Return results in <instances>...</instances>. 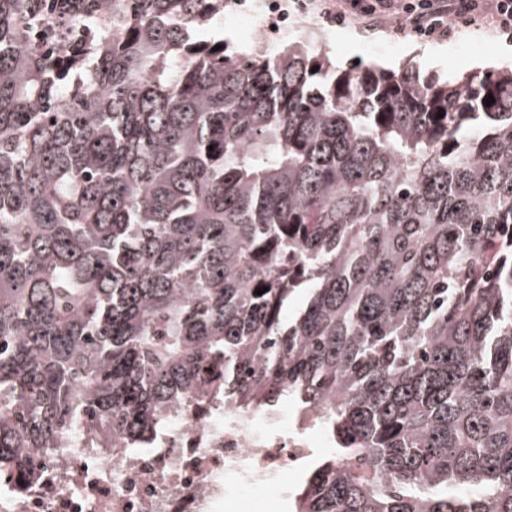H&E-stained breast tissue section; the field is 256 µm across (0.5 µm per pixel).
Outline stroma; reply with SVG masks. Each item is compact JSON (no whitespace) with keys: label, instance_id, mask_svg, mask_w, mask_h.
<instances>
[{"label":"stroma","instance_id":"stroma-1","mask_svg":"<svg viewBox=\"0 0 512 512\" xmlns=\"http://www.w3.org/2000/svg\"><path fill=\"white\" fill-rule=\"evenodd\" d=\"M299 22L317 31L332 61L343 67L356 62L391 69L410 66L426 76L447 78L477 68L512 65V39L498 34L493 42H486L488 28L484 25L469 28L471 43L464 54L457 55L449 52L447 39L417 38L400 31L393 21L375 30L353 23L329 25L310 14L300 17ZM348 39L356 42L357 55L346 53L344 42Z\"/></svg>","mask_w":512,"mask_h":512}]
</instances>
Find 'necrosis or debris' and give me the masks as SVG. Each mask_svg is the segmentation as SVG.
Returning a JSON list of instances; mask_svg holds the SVG:
<instances>
[{
	"mask_svg": "<svg viewBox=\"0 0 512 512\" xmlns=\"http://www.w3.org/2000/svg\"><path fill=\"white\" fill-rule=\"evenodd\" d=\"M224 14L251 31L259 45L288 32V0H224ZM152 443L134 448L115 439L96 455L85 439L100 424L87 421L70 448L25 454L30 479L0 477V512H227L246 490H278L284 472L302 474L331 447L327 430L296 407L248 413L168 404Z\"/></svg>",
	"mask_w": 512,
	"mask_h": 512,
	"instance_id": "necrosis-or-debris-1",
	"label": "necrosis or debris"
}]
</instances>
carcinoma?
<instances>
[{
	"label": "carcinoma",
	"mask_w": 512,
	"mask_h": 512,
	"mask_svg": "<svg viewBox=\"0 0 512 512\" xmlns=\"http://www.w3.org/2000/svg\"><path fill=\"white\" fill-rule=\"evenodd\" d=\"M219 3L0 0V475L288 401V512H512V68L236 60Z\"/></svg>",
	"instance_id": "carcinoma-1"
}]
</instances>
